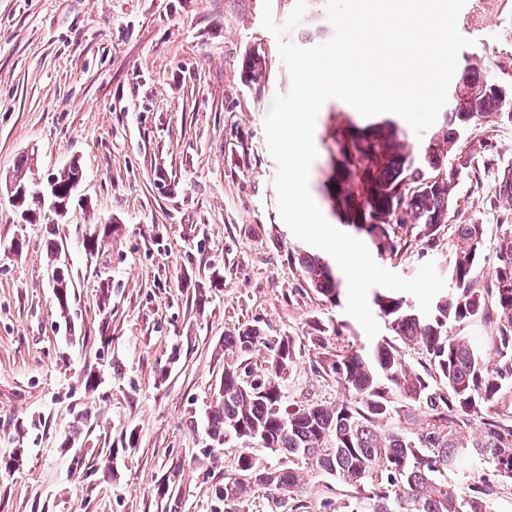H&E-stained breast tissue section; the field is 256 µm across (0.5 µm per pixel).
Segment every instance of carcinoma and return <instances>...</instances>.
Returning a JSON list of instances; mask_svg holds the SVG:
<instances>
[{
    "instance_id": "cac0c4a2",
    "label": "carcinoma",
    "mask_w": 512,
    "mask_h": 512,
    "mask_svg": "<svg viewBox=\"0 0 512 512\" xmlns=\"http://www.w3.org/2000/svg\"><path fill=\"white\" fill-rule=\"evenodd\" d=\"M491 82L488 70L464 68L450 95L448 126L418 151L390 118L338 129L341 158L329 193L340 222L373 239L386 224H412L431 239L451 219L459 179L494 158L491 142L459 149L464 128L490 116L509 120L502 101L484 90ZM459 96L474 105L467 121ZM33 162L22 154L12 182L28 188L23 208L35 219L45 203L23 174ZM496 193L512 202L511 167L501 171ZM115 231L93 225L85 249H97ZM484 245L483 225H454L451 286L427 315L402 296L374 291L392 338L370 348L344 345L315 362L314 372L340 388L336 404L286 401L278 379L297 364L292 337L269 344L253 328L224 335L222 392L207 413L211 441L238 447L231 474L214 488L224 512H236L252 484L274 495L299 493L307 476L301 460L354 491L349 512H491L499 484L512 483V226L488 277L479 267ZM297 264L311 288L337 302L341 280L328 262L303 253ZM63 290L55 299L64 314L75 280L66 277ZM403 345L417 358L407 359ZM260 346L270 352L269 377L249 381L241 366ZM260 449L276 454L279 465H264ZM450 470L467 471L472 481L450 483Z\"/></svg>"
}]
</instances>
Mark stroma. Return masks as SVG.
Returning <instances> with one entry per match:
<instances>
[{
    "mask_svg": "<svg viewBox=\"0 0 512 512\" xmlns=\"http://www.w3.org/2000/svg\"><path fill=\"white\" fill-rule=\"evenodd\" d=\"M270 6L282 37L261 25ZM295 0H0V175L31 151L30 181L72 160L84 176L55 226L62 258L80 285L66 328L53 296L40 224H22L0 189V457L24 449V463L0 471V512H165L169 483L182 512H224L212 489L233 449L214 447L204 418L224 374L225 334L250 327L301 349L281 385L296 402L339 400L335 381L313 371L311 337L337 331L366 341L361 325L311 288L294 263L309 244L283 223L273 184L264 114L288 93L279 41L312 47L333 28L326 0H307L286 29ZM461 58H478L498 81L512 80V0H467ZM265 76L248 80L246 54ZM349 104L318 113L310 192L338 223L327 187L330 148ZM493 142L494 164L457 187L452 225L434 241L391 225L398 253L372 250L402 277L426 262L449 264L453 224L484 226L480 266L491 272L512 204L495 197L497 167L512 163V124L470 123L461 149ZM119 230L94 254V224ZM22 251H13L14 241ZM112 287L99 308L102 284ZM98 386L88 390V373ZM87 422L74 441L77 415ZM111 478H104V468ZM350 489L312 472L293 499L273 503L254 486L238 512H341Z\"/></svg>",
    "mask_w": 512,
    "mask_h": 512,
    "instance_id": "1",
    "label": "stroma"
}]
</instances>
